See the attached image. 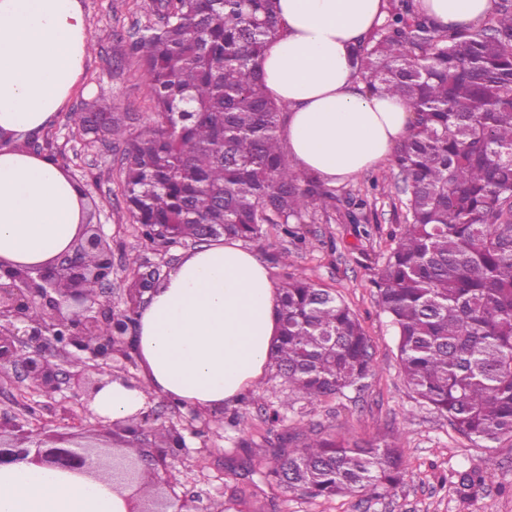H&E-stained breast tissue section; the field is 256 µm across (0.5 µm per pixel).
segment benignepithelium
<instances>
[{
    "label": "benign epithelium",
    "mask_w": 512,
    "mask_h": 512,
    "mask_svg": "<svg viewBox=\"0 0 512 512\" xmlns=\"http://www.w3.org/2000/svg\"><path fill=\"white\" fill-rule=\"evenodd\" d=\"M94 280L98 288H86ZM132 320L112 310V237L99 224L85 225L70 253L43 268L0 272V378L9 371L28 381L31 392L19 391V405L31 407L30 393L46 398L60 390L63 365L82 367L73 399L89 413L90 402L112 381V364L130 358L127 333ZM168 437L149 451L167 466V459L186 449L184 436L170 427ZM29 460L124 486L139 483L148 469L139 456L104 442L99 429L63 436L45 433L39 420L0 414V464ZM135 512H192L178 498H148Z\"/></svg>",
    "instance_id": "1"
}]
</instances>
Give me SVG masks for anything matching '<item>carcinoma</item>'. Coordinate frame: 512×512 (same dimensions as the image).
<instances>
[{
    "label": "carcinoma",
    "instance_id": "1",
    "mask_svg": "<svg viewBox=\"0 0 512 512\" xmlns=\"http://www.w3.org/2000/svg\"><path fill=\"white\" fill-rule=\"evenodd\" d=\"M386 18L352 66L370 93L399 96L414 114L395 149L407 227L376 285L398 338L407 384L470 440L512 435V0L476 26L443 27L415 0H386ZM162 24L133 51L153 103L151 122L125 136L112 105L86 103L71 128L124 139L123 193L155 241L231 236L255 241L335 207L336 195L286 162L283 107L258 61L279 35L274 0H161ZM272 359L309 400L365 387L370 340L335 293L288 274L279 284ZM401 448L376 438L317 436L274 455L263 480L314 498L368 494L404 481ZM481 472L458 473L464 492Z\"/></svg>",
    "mask_w": 512,
    "mask_h": 512
}]
</instances>
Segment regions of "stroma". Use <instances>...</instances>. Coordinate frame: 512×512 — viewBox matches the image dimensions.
Returning <instances> with one entry per match:
<instances>
[{"label": "stroma", "mask_w": 512, "mask_h": 512, "mask_svg": "<svg viewBox=\"0 0 512 512\" xmlns=\"http://www.w3.org/2000/svg\"><path fill=\"white\" fill-rule=\"evenodd\" d=\"M81 3L94 47L64 112L37 140L52 147L87 201L97 205L94 221L112 238V301L121 309L133 264L159 267L165 275L193 245L145 239L122 196L123 141L76 137L69 126L71 113L83 103L101 100L111 103L126 133L148 124L152 103L130 45L138 28L159 25L160 17L152 0ZM335 190L331 216L318 214L300 225L304 246L270 230L252 248L273 280L286 271L299 273L345 300L370 338L374 376L363 390L311 402L289 392L275 372H267L238 400L211 415L202 435L186 436V452L168 460L172 492L192 499L196 512H512V436L472 441L459 435L408 387L400 371L397 337L378 305L375 286L392 237L405 224L404 184L397 169L385 162L336 183ZM358 196L368 205L355 223L348 201ZM367 228L372 231L368 237L363 234ZM271 407L280 413L275 425L266 420ZM315 432L351 442L397 436L409 474L377 498H310L252 481V473L271 461L272 448L283 438L299 445ZM474 466L482 469L484 483L466 497L457 488L456 474ZM239 488L246 489V501H236Z\"/></svg>", "instance_id": "1"}]
</instances>
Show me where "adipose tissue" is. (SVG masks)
<instances>
[{"mask_svg": "<svg viewBox=\"0 0 512 512\" xmlns=\"http://www.w3.org/2000/svg\"><path fill=\"white\" fill-rule=\"evenodd\" d=\"M434 22L476 23L494 0H420ZM384 0H276L280 36L260 59L288 115L282 139L300 172L350 179L386 162L413 119L400 98L369 93L350 66L380 24ZM91 25L80 0H0V267L41 268L72 250L85 223L79 185L26 146L51 127L85 69ZM278 288L236 240L187 253L140 308V381L113 378L91 410L131 422L163 395L213 412L264 376L278 337ZM129 491L19 460L0 466V512H131Z\"/></svg>", "mask_w": 512, "mask_h": 512, "instance_id": "adipose-tissue-1", "label": "adipose tissue"}]
</instances>
